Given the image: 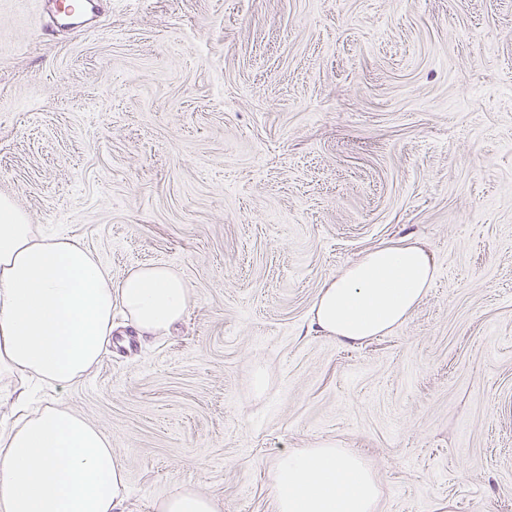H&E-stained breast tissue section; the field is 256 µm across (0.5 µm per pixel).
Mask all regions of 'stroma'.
Returning a JSON list of instances; mask_svg holds the SVG:
<instances>
[{
  "mask_svg": "<svg viewBox=\"0 0 512 512\" xmlns=\"http://www.w3.org/2000/svg\"><path fill=\"white\" fill-rule=\"evenodd\" d=\"M113 280L174 268L164 336L122 313L64 404L124 463L125 512L188 486L275 512L272 465L363 456L376 512H512V0H0V196ZM409 238L437 274L346 345L323 283ZM263 387H256V374ZM54 6L57 12L63 13L61 17L64 21L81 20L80 23L96 18L103 10L101 0H61L56 1Z\"/></svg>",
  "mask_w": 512,
  "mask_h": 512,
  "instance_id": "stroma-1",
  "label": "stroma"
}]
</instances>
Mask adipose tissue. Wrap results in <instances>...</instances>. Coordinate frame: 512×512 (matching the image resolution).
I'll list each match as a JSON object with an SVG mask.
<instances>
[{
  "instance_id": "adipose-tissue-1",
  "label": "adipose tissue",
  "mask_w": 512,
  "mask_h": 512,
  "mask_svg": "<svg viewBox=\"0 0 512 512\" xmlns=\"http://www.w3.org/2000/svg\"><path fill=\"white\" fill-rule=\"evenodd\" d=\"M435 274L414 241L374 248L324 282L311 323L347 343L383 335L409 318ZM190 299L165 265L113 280L79 240L37 231L0 197V374L71 389L98 363L113 306L136 336L156 337ZM12 407L15 421L0 429V512H124V464L94 424L56 397L35 401L24 386ZM272 492L276 512H374L379 487L359 455L323 443L281 452Z\"/></svg>"
}]
</instances>
